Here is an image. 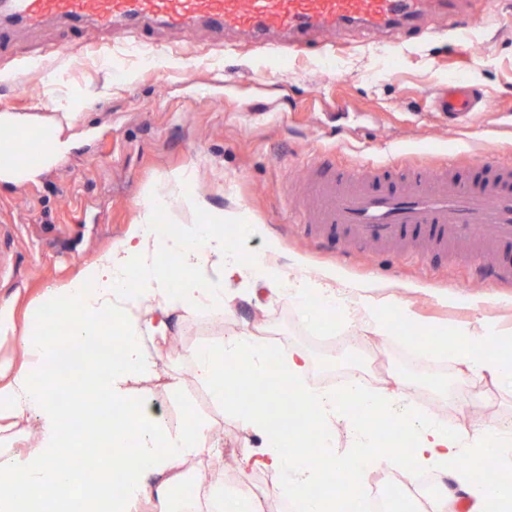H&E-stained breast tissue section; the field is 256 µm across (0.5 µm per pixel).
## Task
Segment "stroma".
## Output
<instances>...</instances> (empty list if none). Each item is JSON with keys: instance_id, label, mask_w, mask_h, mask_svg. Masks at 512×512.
I'll list each match as a JSON object with an SVG mask.
<instances>
[{"instance_id": "1", "label": "stroma", "mask_w": 512, "mask_h": 512, "mask_svg": "<svg viewBox=\"0 0 512 512\" xmlns=\"http://www.w3.org/2000/svg\"><path fill=\"white\" fill-rule=\"evenodd\" d=\"M471 8L479 21L468 34L469 56L455 49L440 13L394 39L355 32L297 51L278 38L254 47L205 26L186 34L161 29L134 46L122 27L82 38L59 20L36 29L1 22L0 113L32 114L43 104L58 119L75 113L77 122L63 161L33 180H0V306L23 325L50 290L66 288L86 262L120 246L148 196L161 191L163 175L187 171L213 213L237 208L263 228V235L233 239L242 263L273 242L280 264L296 259L309 273L331 269L408 303L416 322L386 312L391 340L361 316L342 322L341 335L360 341L348 361L378 389L419 367L425 385L438 390L455 378L456 362L420 363L411 346L424 344L427 330L452 332L485 319L512 334V287L475 279L463 262L396 252L345 256L342 239L322 243L303 234L286 196L320 154L352 166L402 152L431 158L512 149V0H473ZM451 81L469 83L486 110L462 124L438 114L433 94ZM231 289L232 310L172 312L179 357L145 338L155 373L126 388L166 432H176L190 408L220 439V455L182 468L198 512H207L215 488L241 484L253 487L264 512H291L278 477L236 466L263 441L195 382L193 356L246 328L260 330L267 345L303 349L319 371L336 363V348L317 341L318 326L288 299L256 300L236 283ZM173 374L182 379L175 390L168 386ZM469 390L468 407L444 401L450 425H512V382L477 381Z\"/></svg>"}]
</instances>
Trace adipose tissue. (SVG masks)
<instances>
[{
    "label": "adipose tissue",
    "mask_w": 512,
    "mask_h": 512,
    "mask_svg": "<svg viewBox=\"0 0 512 512\" xmlns=\"http://www.w3.org/2000/svg\"><path fill=\"white\" fill-rule=\"evenodd\" d=\"M2 122L19 128L23 135L34 134L42 153L41 167L20 166L0 174L16 183L57 164L71 144L65 128L53 118L2 112ZM176 203L194 216V223L180 225L170 234L152 235L147 229L151 212ZM146 209L141 223L118 248L84 264L67 288L49 296L68 326V336L76 342L90 346L114 339L122 347L119 361H93L85 368L73 394L84 411L82 430L102 434L113 447L137 430L143 443L135 452L112 457L108 472L111 492H98L91 485L83 500H76L73 486L77 464L59 462L60 448L72 445L75 438L63 431L57 380L30 378L33 368L53 369L56 345L45 338L39 316H31L19 328L11 314L1 312L0 334L20 332L25 360L17 367L0 362V406L18 423L34 416L38 427L34 450L11 459L0 479V512H18L22 503L27 512H141L142 504L152 501L159 512H172L169 487L176 471L209 448L211 426L189 410L177 435H169L144 403L129 397L125 383L135 376H151L153 370L142 349V335L167 338L169 313L177 308L191 312L231 307L235 296L227 288L237 281L261 286L273 296L288 297L306 320L317 324L324 323L327 313L339 305L335 289L339 277L334 272L294 277L263 253L254 256L249 265H242L222 226L235 224L257 234L260 225L249 223L239 210L222 213L221 224L212 223L207 201L194 192L186 173L166 177L164 191L154 194ZM345 288L375 332L392 334L385 316L388 298L377 297L368 283L349 282ZM494 331V325L487 322L459 327L451 335L436 331L421 350L449 353L464 367L463 380L467 383L487 377L512 378V348L492 345L490 335ZM268 353L260 334L233 332L225 335L222 348L195 354L194 377L262 437L264 445L253 465L281 477L283 493L297 512H359L357 479L380 459L379 435L385 427L396 440L412 443L411 454L397 458L403 470L452 475L468 498L467 512H487L491 504L496 505L497 512H512L511 485H483L472 479L488 461L495 462L498 471H512L511 432L452 427L437 416L424 418L416 428L407 421L394 420V405L409 392L403 381L393 390H372L360 382L339 393L310 389L304 384L309 359L300 349L289 350L281 383L268 385L263 398L239 403L240 394L265 379ZM282 393L300 414L288 429L295 447L291 453L281 447L266 406L268 399ZM349 406L355 409L348 419L352 446L340 455L332 445V425L337 413ZM312 437L319 443L314 463L296 453Z\"/></svg>",
    "instance_id": "ef3b65f1"
}]
</instances>
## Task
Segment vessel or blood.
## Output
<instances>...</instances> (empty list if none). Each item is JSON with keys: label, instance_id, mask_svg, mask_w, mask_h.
Instances as JSON below:
<instances>
[{"label": "vessel or blood", "instance_id": "obj_1", "mask_svg": "<svg viewBox=\"0 0 512 512\" xmlns=\"http://www.w3.org/2000/svg\"><path fill=\"white\" fill-rule=\"evenodd\" d=\"M435 0H0V16L30 27L59 19L104 31L124 25L146 36L154 27L189 31L205 25L263 43L277 35L301 45L352 28L392 37L414 27ZM473 16L448 0V17L463 53ZM480 98L461 84L442 86L435 110L458 122ZM289 204L305 234H342L350 250L397 248L415 257L464 258L477 278L512 286V160L454 156L432 164L370 161L345 169L320 161L307 167L304 194Z\"/></svg>", "mask_w": 512, "mask_h": 512}]
</instances>
